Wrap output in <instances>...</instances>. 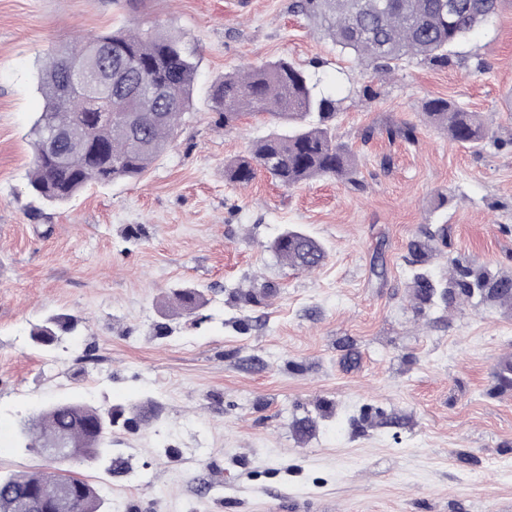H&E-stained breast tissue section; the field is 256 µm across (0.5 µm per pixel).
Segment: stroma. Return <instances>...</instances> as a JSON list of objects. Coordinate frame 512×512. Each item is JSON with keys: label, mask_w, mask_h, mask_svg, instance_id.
Wrapping results in <instances>:
<instances>
[{"label": "stroma", "mask_w": 512, "mask_h": 512, "mask_svg": "<svg viewBox=\"0 0 512 512\" xmlns=\"http://www.w3.org/2000/svg\"><path fill=\"white\" fill-rule=\"evenodd\" d=\"M295 0H0V475L49 472L16 436L56 400L154 407L112 431V456L81 466L103 512H512V306L420 304L413 276L446 285L463 266L512 276V0L447 64L390 74L340 52ZM155 29L197 48L192 109L138 179L37 207L31 128L47 49L112 29ZM285 58L336 101L354 182L292 189L224 166L274 130L266 114L227 127L213 84ZM429 98L484 113L475 150L421 111ZM409 125L414 141L389 136ZM447 243L425 263L411 240ZM294 227L324 262L302 269L267 248ZM272 292L241 307L231 292ZM205 303L186 314L172 290ZM78 320L49 353L29 332Z\"/></svg>", "instance_id": "obj_1"}]
</instances>
